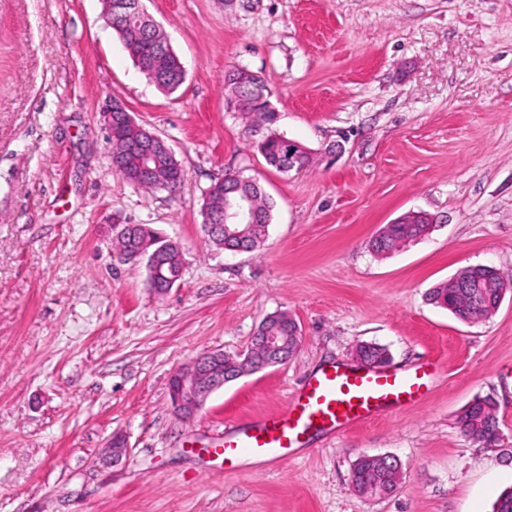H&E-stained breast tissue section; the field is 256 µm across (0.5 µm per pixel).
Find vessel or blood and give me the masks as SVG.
Instances as JSON below:
<instances>
[{"instance_id":"vessel-or-blood-1","label":"vessel or blood","mask_w":512,"mask_h":512,"mask_svg":"<svg viewBox=\"0 0 512 512\" xmlns=\"http://www.w3.org/2000/svg\"><path fill=\"white\" fill-rule=\"evenodd\" d=\"M432 374L425 366L410 372L328 366L292 394L281 412L248 427L225 424L220 453L230 464L254 456L285 461L311 434H338L412 404L425 394Z\"/></svg>"}]
</instances>
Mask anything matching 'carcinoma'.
<instances>
[{"mask_svg": "<svg viewBox=\"0 0 512 512\" xmlns=\"http://www.w3.org/2000/svg\"><path fill=\"white\" fill-rule=\"evenodd\" d=\"M112 30L119 36L127 48L130 57L139 69L157 86L173 91L184 82V73L173 52L167 50L166 38L159 28L139 23L138 16L132 7L122 4L112 9ZM225 87L230 92L231 100L235 101V113L247 120L250 133L260 132L262 122H272L271 113L257 105L255 95L240 79V72L233 70L226 75ZM143 132L139 129L118 125L112 152L120 156L119 164L113 166L116 175L130 184L145 190L171 191L182 186L184 172L174 166V162L159 159L155 166L167 173L165 182L151 176H143L134 180V172L138 170L137 157L127 145L140 138ZM257 148L270 167L288 171V139L275 133L263 136L257 142ZM224 190L231 191V197L243 202L258 211V219L253 224H237L232 229L237 232L235 237L224 238L219 243L208 238L212 246L220 250L243 240L259 248L265 241L271 221L272 205L260 185L246 180L237 172L224 173ZM432 231L430 224H387L369 242V248L378 256L386 257L400 247L424 239ZM156 236V231L147 224H130L127 234L114 240L115 253L126 256L138 247V243L146 238ZM512 284V275L487 265L465 268L456 274V279L438 283L427 293L428 301L438 307L447 309L459 320L469 323L491 316L498 308V299L503 287ZM293 323L285 314L269 316L259 327L260 334H276L288 337V346L299 347L300 341L293 335ZM359 356L368 363L383 359L386 350L372 343L358 346ZM462 432L475 442L490 445L497 441L501 433L498 420V405L491 398H481L465 408L459 416ZM354 490L365 497H385L398 487V481L391 478L388 470L377 460L363 456L354 464L351 473Z\"/></svg>", "mask_w": 512, "mask_h": 512, "instance_id": "cac0c4a2", "label": "carcinoma"}]
</instances>
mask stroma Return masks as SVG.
<instances>
[{"mask_svg":"<svg viewBox=\"0 0 512 512\" xmlns=\"http://www.w3.org/2000/svg\"><path fill=\"white\" fill-rule=\"evenodd\" d=\"M186 70L150 82L102 18L101 0H0V512H493L512 489V292L464 323L426 294L460 270L512 272V0H142ZM260 75L270 129L310 167H268L224 74ZM121 102L173 149L179 192L115 175L102 111ZM273 204L263 247L205 243L201 203L224 172ZM434 215L423 240L379 257V229ZM111 224H148L182 247V277L146 286L113 257ZM285 312L297 352L214 391L192 419L169 379L211 350L249 346ZM373 342L388 368L437 365L415 403L286 462L224 467V424L282 411L324 364ZM498 404L501 440L458 424ZM127 460L106 464L113 434ZM390 455L397 490L351 486L355 461ZM462 432L475 442L490 445L501 433L498 420V405L491 398H481L466 407L459 416Z\"/></svg>","mask_w":512,"mask_h":512,"instance_id":"obj_1","label":"stroma"}]
</instances>
